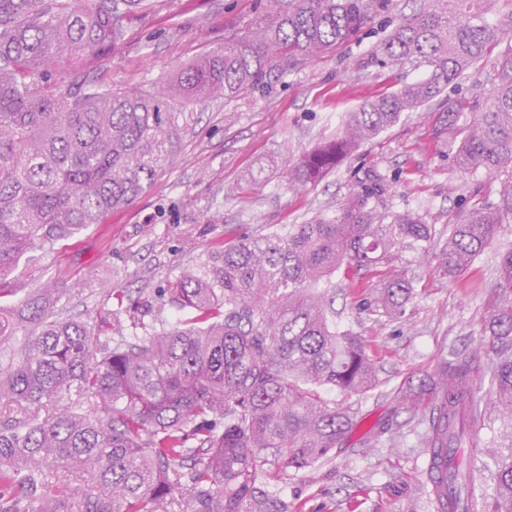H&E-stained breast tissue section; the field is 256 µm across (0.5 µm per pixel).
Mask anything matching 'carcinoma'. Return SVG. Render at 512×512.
Instances as JSON below:
<instances>
[{
  "label": "carcinoma",
  "mask_w": 512,
  "mask_h": 512,
  "mask_svg": "<svg viewBox=\"0 0 512 512\" xmlns=\"http://www.w3.org/2000/svg\"><path fill=\"white\" fill-rule=\"evenodd\" d=\"M143 0H0V299L32 250L105 222L149 189L175 157L189 106L233 98L350 41L376 0H296L249 35L213 49L162 87L129 93L92 87L46 93L61 66L124 40L127 6ZM472 0H420L370 53L383 64L418 59L425 81L365 103L333 139L286 157L288 180L312 182L484 61L496 84L481 103L448 99L435 124L460 170L512 163V45L494 52L499 30L466 9ZM387 191L375 174L332 216L226 237L158 296L110 311L112 335L58 309L66 286L19 301L23 335L0 349V512H152L182 491L189 441L205 459L189 481L199 512H241L263 467H313L339 448L354 413L323 392L359 395L377 383L360 337L336 332L328 295L336 272L350 285L390 276L382 306L411 294L404 272L434 255L446 274L472 264L512 212V179L497 204L465 213L448 234L410 211L378 207ZM504 296L488 314L493 342L512 349V248L499 254ZM187 317L167 328L165 306ZM512 419V355L482 365L452 347L433 373L397 396L429 412L426 448L448 457L458 512H512V448L494 457L493 492L475 487L460 450L475 446L482 390ZM76 472L84 483L53 481Z\"/></svg>",
  "instance_id": "cac0c4a2"
}]
</instances>
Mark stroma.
I'll return each instance as SVG.
<instances>
[{
  "instance_id": "obj_1",
  "label": "stroma",
  "mask_w": 512,
  "mask_h": 512,
  "mask_svg": "<svg viewBox=\"0 0 512 512\" xmlns=\"http://www.w3.org/2000/svg\"><path fill=\"white\" fill-rule=\"evenodd\" d=\"M290 0H154L151 11L130 10L126 36L107 56L80 66L63 64L57 84L79 92L88 86L141 91L169 83L179 66L195 61L225 41L249 34L255 23L287 11ZM406 0H388L372 13L358 37L321 57L291 63L287 73L233 100L214 99L193 106L172 165L131 205L61 242L56 252L28 253L14 273V285L35 288L38 278L63 282L83 279L68 313L107 334L105 323L116 298L156 292L189 263L190 253H205L225 231L254 234L268 224H303L318 213L334 214L350 191L377 173L390 185L381 205L413 211L443 228L467 211L498 200L512 164L498 170L455 168L448 147L433 128L446 98L470 100L494 87L490 68L468 69L459 84L360 146L335 171L306 186L290 184L286 154L299 155L335 137L348 113L403 85L426 80L427 65L384 67L369 63L371 49L410 14ZM499 234L457 275L440 271L433 256L413 262V291L404 313L378 310L375 295L384 277L365 287L337 289L336 328L361 336L372 356L380 387L360 396L327 392L330 405L362 415L365 425L382 421L391 430L366 444L359 435L333 450L323 465L290 469L277 480L259 475L254 500L243 512H436L426 489L425 425L420 413L398 406L390 392L419 384L449 347L496 360L486 317L499 291L496 254L512 246V215ZM194 249H187V241ZM512 444V423L491 415L467 457L478 486L491 489L493 450Z\"/></svg>"
}]
</instances>
